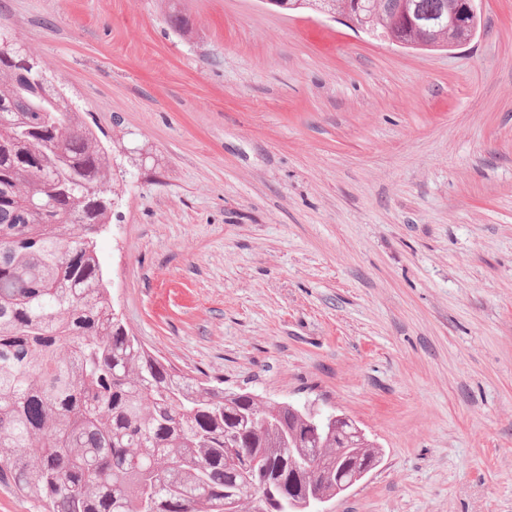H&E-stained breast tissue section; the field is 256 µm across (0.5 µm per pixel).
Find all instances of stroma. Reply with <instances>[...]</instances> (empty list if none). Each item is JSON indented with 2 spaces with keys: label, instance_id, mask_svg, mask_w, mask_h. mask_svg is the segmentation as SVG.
<instances>
[{
  "label": "stroma",
  "instance_id": "1",
  "mask_svg": "<svg viewBox=\"0 0 512 512\" xmlns=\"http://www.w3.org/2000/svg\"><path fill=\"white\" fill-rule=\"evenodd\" d=\"M0 32L112 151L96 252L152 352L355 421L385 456L334 512H512V0L449 50L264 0H0Z\"/></svg>",
  "mask_w": 512,
  "mask_h": 512
}]
</instances>
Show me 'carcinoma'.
Masks as SVG:
<instances>
[{"instance_id": "cac0c4a2", "label": "carcinoma", "mask_w": 512, "mask_h": 512, "mask_svg": "<svg viewBox=\"0 0 512 512\" xmlns=\"http://www.w3.org/2000/svg\"><path fill=\"white\" fill-rule=\"evenodd\" d=\"M363 33L403 37L376 0H333ZM320 0H272L286 13ZM116 193L110 150L28 53L0 52V482L44 512H251L290 448L332 470L382 450L286 402L175 371L116 312L94 250Z\"/></svg>"}]
</instances>
